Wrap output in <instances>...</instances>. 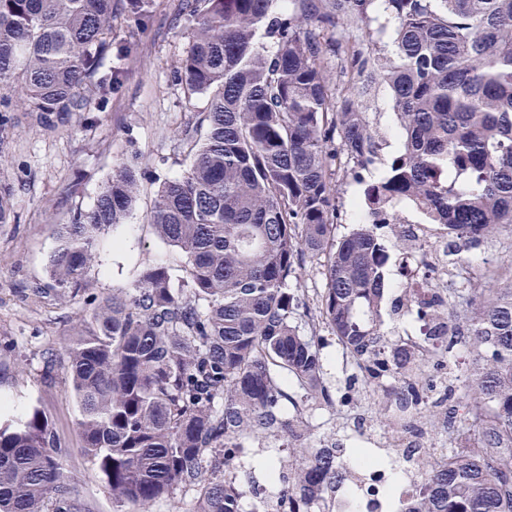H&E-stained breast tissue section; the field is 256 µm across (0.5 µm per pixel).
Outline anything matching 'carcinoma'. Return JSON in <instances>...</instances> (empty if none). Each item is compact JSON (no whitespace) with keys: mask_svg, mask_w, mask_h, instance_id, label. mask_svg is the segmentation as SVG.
Instances as JSON below:
<instances>
[{"mask_svg":"<svg viewBox=\"0 0 512 512\" xmlns=\"http://www.w3.org/2000/svg\"><path fill=\"white\" fill-rule=\"evenodd\" d=\"M151 0H0V88L47 128L100 105L118 75V20L143 26ZM181 0L189 48L175 74L209 111L188 167L162 183L147 224L178 250V272L145 267L130 286L91 302L63 353L80 405L84 454L104 475L116 512H149L177 491L197 492L194 512H243L245 488L224 476L253 437L288 435L300 461L265 466L282 484L279 512L345 486L344 453L311 448L312 411L335 404L323 380L321 332L342 363L375 389L392 371L394 405L418 411L421 360L385 339L378 316L391 251L379 233L405 211L478 247L512 224V0ZM392 24L388 44L368 31L375 5ZM273 40L269 51L258 32ZM362 81L328 84L330 58ZM387 87L400 151L379 179L385 137L365 97ZM363 184V218L338 238L337 163ZM139 193L136 170L113 168L88 211L61 225L50 256L52 288H92L99 238L125 223ZM321 262L324 288L300 287ZM466 289L440 309L446 349H479L481 367L430 405L451 444L431 467L426 495L402 512H512V277ZM0 512H81L53 425L38 412L0 425Z\"/></svg>","mask_w":512,"mask_h":512,"instance_id":"cac0c4a2","label":"carcinoma"}]
</instances>
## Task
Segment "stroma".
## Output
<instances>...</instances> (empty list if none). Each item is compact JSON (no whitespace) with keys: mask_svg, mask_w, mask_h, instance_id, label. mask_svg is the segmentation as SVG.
<instances>
[{"mask_svg":"<svg viewBox=\"0 0 512 512\" xmlns=\"http://www.w3.org/2000/svg\"><path fill=\"white\" fill-rule=\"evenodd\" d=\"M179 0H153L149 22L142 28L117 31L116 41H132L133 57L107 107L70 115L57 129H45L35 113L18 108L15 91H0L14 107L0 131V192L8 194L15 219L0 224V418L43 411L61 442L62 459L74 478L86 512H114L104 476L80 449L76 431L79 405L61 367V356L87 305L83 297L35 294L31 287L47 283V266L58 246L57 228L77 212L93 207L98 189L115 165L138 164L140 191L127 222L107 230L89 271L94 296L132 283L148 265L177 267L180 257L161 242L145 222L160 184L182 172L197 135L195 127L209 98L188 95L174 77L176 63L188 47L189 29L173 21ZM472 269L471 282H483L484 261L512 264V224L479 248L462 251ZM336 339L324 346L330 387L351 389L353 399L341 411L317 413L322 428L312 439L356 447L351 432L338 430L337 417L370 419L361 387H350L336 367Z\"/></svg>","mask_w":512,"mask_h":512,"instance_id":"obj_1","label":"stroma"}]
</instances>
